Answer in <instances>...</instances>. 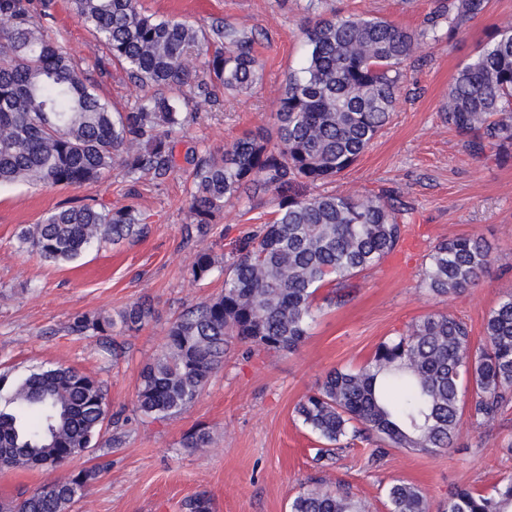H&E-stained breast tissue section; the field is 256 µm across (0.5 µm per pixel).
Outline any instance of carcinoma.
I'll return each instance as SVG.
<instances>
[{"instance_id": "carcinoma-1", "label": "carcinoma", "mask_w": 512, "mask_h": 512, "mask_svg": "<svg viewBox=\"0 0 512 512\" xmlns=\"http://www.w3.org/2000/svg\"><path fill=\"white\" fill-rule=\"evenodd\" d=\"M488 0H458L450 16L438 9L425 27L405 28L377 16L345 15L328 0H308L314 14L304 29L306 52L288 73L273 130L259 129L229 146L192 158L187 236L206 235L229 204L256 193L278 197L270 221L241 239L232 262L200 250L190 267L195 281L218 272L221 292L184 309L165 342L141 371L136 409L163 420L195 403L224 368L231 348L296 351L308 335L322 288L325 301L349 303L358 277L379 267L403 241V210L384 196L288 193L296 182L336 178L365 152L388 124L400 93L402 67L422 44L453 41L482 15ZM77 17L112 62L152 94L131 112H114L88 83L69 53L44 34L35 14L48 0H0V184L42 187L97 182L121 165L128 173L166 175L172 134L195 118L193 96L254 90L263 63L253 30L207 29L158 19L139 0H70ZM448 124L468 137L478 158L512 156V22L458 69L448 89ZM133 206L106 210L84 203L62 207L21 229L19 240L43 260L71 263L92 245H119L145 234ZM491 264L478 237L454 235L427 254L422 284L440 296L476 286ZM152 314L137 302L118 314L78 313L74 331L106 335L115 325L140 330ZM464 385L474 391L461 404ZM512 400V294L488 313L484 342L472 344L466 322L429 313L405 332L378 343L357 370L336 368L295 406L302 425L321 440L319 460L358 437L391 448H452L463 415L481 426ZM108 419L100 381L72 367L33 372L0 395V469L45 465L56 470L96 445ZM210 433L192 429L184 448H206ZM104 466L50 481L0 512H66ZM390 512H432L421 488L398 482L388 489ZM289 512H365L339 489L295 496ZM438 512H512V477L488 490L452 491Z\"/></svg>"}]
</instances>
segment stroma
<instances>
[{"instance_id":"1","label":"stroma","mask_w":512,"mask_h":512,"mask_svg":"<svg viewBox=\"0 0 512 512\" xmlns=\"http://www.w3.org/2000/svg\"><path fill=\"white\" fill-rule=\"evenodd\" d=\"M40 12L42 30L58 40L113 111L128 112L146 90L112 63L92 33L78 23L67 0H51ZM452 0H334L343 14L381 16L422 28L438 4ZM146 13L176 16L204 26L231 23L262 30L256 50L264 61L254 93L211 100L195 97L193 122L174 139L175 167L167 175L127 173L114 166L100 182L81 187L0 185V375L14 381L39 367L69 366L101 381L109 413H121L122 446L100 441L64 467L0 470V502L13 501L48 480L88 469L100 458L109 467L69 512H185L200 493L212 512H288L290 501L311 488H343L367 512H389L387 489L395 481L422 488L432 506L446 503L458 487L486 488L512 476V402L492 421H463L454 448L434 454L391 448L371 460L356 440L334 458L316 460L320 442L295 416L304 394L334 368L363 366L376 345L402 333L420 317L442 311L466 321L473 344L483 341L488 312L512 293V158L477 161L466 138L446 119L448 86L458 68L512 20V0H488L485 13L468 22L453 42L428 44L408 60L390 122L360 158L331 182L303 185L304 195L383 194L401 203L407 220L397 252L359 280L353 300L323 308L294 353L248 352L235 346L224 368L198 400L164 421L141 415L135 392L141 369L159 352L170 323L186 307L220 292L224 277L193 281L188 270L197 251L230 262L239 239L274 208L271 196H255L252 209L226 206L210 233L187 237L192 153L218 150L244 131L271 127L272 114L290 70L305 50L307 0H140ZM92 203L108 209L136 205L148 224L145 238L118 246H92L77 261L41 260L18 238L64 206ZM451 235L483 238L491 269L478 286L452 297H435L421 284L432 246ZM146 301L154 313L136 332L109 338L71 330L76 313L118 315ZM124 352L113 358V342ZM202 427L209 447H182L184 433Z\"/></svg>"}]
</instances>
